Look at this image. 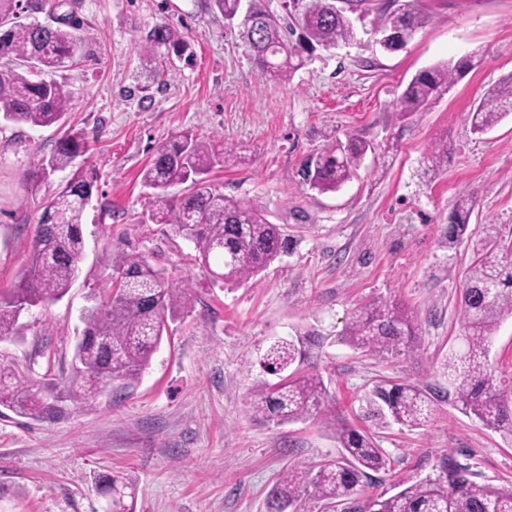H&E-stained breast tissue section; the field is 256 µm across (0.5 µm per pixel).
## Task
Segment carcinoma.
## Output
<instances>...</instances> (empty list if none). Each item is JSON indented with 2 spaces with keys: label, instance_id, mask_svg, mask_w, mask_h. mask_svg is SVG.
<instances>
[{
  "label": "carcinoma",
  "instance_id": "obj_1",
  "mask_svg": "<svg viewBox=\"0 0 512 512\" xmlns=\"http://www.w3.org/2000/svg\"><path fill=\"white\" fill-rule=\"evenodd\" d=\"M20 0H0V122L36 127H64L69 108L66 86L53 74L82 56L83 38L73 13L58 16L54 24L5 23L16 15ZM295 23L282 25L261 5L252 6L240 35L262 73L286 81L303 64L302 53L331 48L355 40L351 19L336 8V0H293ZM428 16L408 2L393 11L381 30L380 46L402 50L404 34L425 26ZM183 39L162 21L141 37L143 53L160 61L180 54ZM460 66L440 63L415 76L397 103L403 115L420 111L448 87ZM512 113V74L489 91L467 113L474 134H484ZM81 134L65 132L42 171L64 170L81 150ZM370 149L352 137L315 156L300 168L302 181L318 191H334L349 181ZM231 150L223 144L197 138L185 131L156 148L142 171L145 186L154 190L158 207L149 220L170 224L194 243L198 261L212 280L241 285L257 277L273 258L290 250L291 240L278 224L267 221L260 207L224 195L211 187L206 175L224 165ZM448 159V142L432 143L425 160L433 167ZM98 181L93 167H83L67 180L46 206L35 230L26 268L17 284L0 291V339L17 330L22 312L65 296L79 273L84 252L81 224ZM183 187L181 195L169 190ZM474 201L462 197L448 224L446 239L452 247L471 239L469 220ZM483 237L473 245L474 258L464 279L461 296L460 347L440 362L450 389L442 393L417 382L382 384L370 404L388 413L400 425L420 428L433 420L435 407L449 402L486 428L512 432V411L504 401L501 378L489 363V343L501 320L512 316V251L501 246L498 225L482 227ZM113 272L103 295L82 316L84 329L75 348L76 376L69 382V398L77 405L94 399L108 380L129 385L147 366L166 330L165 316L175 315L192 302L191 286L165 281L161 269L146 257L115 245ZM317 332L298 331L295 337L272 344L263 357L266 372L279 374L293 365L295 372L276 383L263 381L251 391L254 416L290 422L316 416L329 428L343 449L341 459L321 464L318 470H288L273 491L272 512H304L307 499L322 501L341 512H512V485L497 487L474 480L471 466L448 456L440 473L409 485L396 494L361 499L370 473L385 468L387 460L373 438L336 418L331 396L315 366L309 344ZM419 328L413 317L387 300H377L355 312L337 340L383 358L413 352ZM0 407L23 415L50 411L14 371L0 365ZM100 491L110 496V512H136L135 481L121 474L97 479Z\"/></svg>",
  "mask_w": 512,
  "mask_h": 512
}]
</instances>
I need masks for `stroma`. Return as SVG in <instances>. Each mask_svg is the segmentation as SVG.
I'll use <instances>...</instances> for the list:
<instances>
[{
	"label": "stroma",
	"instance_id": "stroma-1",
	"mask_svg": "<svg viewBox=\"0 0 512 512\" xmlns=\"http://www.w3.org/2000/svg\"><path fill=\"white\" fill-rule=\"evenodd\" d=\"M366 0L351 15L356 39L316 49L289 81L261 73L241 45L236 22L209 0H77L85 56L56 71L70 93L64 127L0 125V290L22 273L35 227L69 171L35 177L63 129L85 137L77 165L96 168L97 188L82 218L80 271L61 300L24 311L20 335L0 339V362L15 368L43 400L47 416L0 408V512H104L95 483L122 472L137 483V512H269L285 472L340 455L318 419L255 418L252 387L275 341L312 328L324 345L314 363L337 417L373 437L388 460L365 485L393 495L398 480L436 473L443 457L476 450L482 482L512 484V433L488 429L450 404L423 428L369 414L383 381L446 386L443 358L459 346L461 289L472 246L448 247V217L472 197L469 225L495 221L512 239V114L483 135L466 114L512 74V0H415L429 15L398 52L376 42L387 15ZM169 22L188 49L163 80L138 39ZM470 57L472 66L420 112H396L410 80L438 62ZM222 139L234 162L214 168L211 184L261 206L292 240L255 279L212 283L197 251L168 224L147 219L154 203L141 182L153 151L183 131ZM371 149L339 189L319 192L298 171L309 156L350 134ZM448 142V162L428 167L431 142ZM189 282L194 300L168 318V333L131 385L112 383L78 406L65 386L90 296L119 241ZM392 300L417 319L414 353L383 359L336 339L352 313ZM50 358L35 357L37 348Z\"/></svg>",
	"mask_w": 512,
	"mask_h": 512
}]
</instances>
